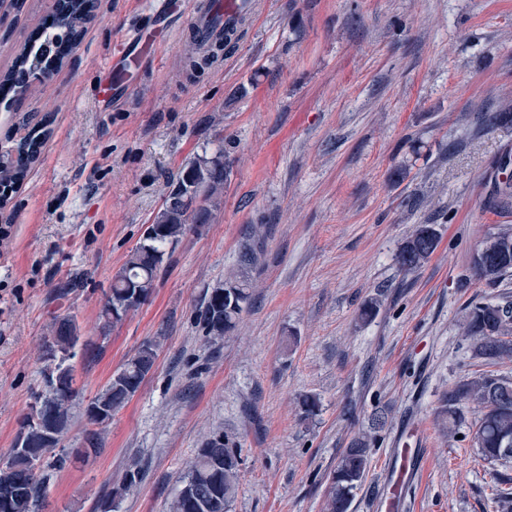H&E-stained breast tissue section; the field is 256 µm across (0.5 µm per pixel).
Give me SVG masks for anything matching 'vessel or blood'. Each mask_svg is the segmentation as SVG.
Listing matches in <instances>:
<instances>
[{
    "label": "vessel or blood",
    "instance_id": "b4317fda",
    "mask_svg": "<svg viewBox=\"0 0 512 512\" xmlns=\"http://www.w3.org/2000/svg\"><path fill=\"white\" fill-rule=\"evenodd\" d=\"M252 11V0H187L186 3L191 27L200 48L203 49L220 40L224 32L237 27ZM146 46L147 39L142 30L133 28L125 33L119 49L104 66L106 78L100 89L102 97H109L115 91L127 69H143L147 60ZM418 457V449H403L398 469L385 479L380 498L387 512H393L402 497L405 485L415 480V463Z\"/></svg>",
    "mask_w": 512,
    "mask_h": 512
}]
</instances>
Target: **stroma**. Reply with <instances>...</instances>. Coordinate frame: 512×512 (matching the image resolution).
<instances>
[{"instance_id": "1", "label": "stroma", "mask_w": 512, "mask_h": 512, "mask_svg": "<svg viewBox=\"0 0 512 512\" xmlns=\"http://www.w3.org/2000/svg\"><path fill=\"white\" fill-rule=\"evenodd\" d=\"M101 0L73 52L0 98V151L24 113L47 117L39 163L0 210V460L43 386L41 345L56 317L79 341L73 418L60 446L82 447L88 403L142 345L155 365L101 426V450L48 475L41 512H168L207 438L240 457L228 512H324L328 475L375 407L389 426L349 512H379L390 455L421 451L409 512H495L512 463L482 459L465 409L457 437L441 413L449 389L484 365L460 324L471 300L512 301V276L485 287L469 271L496 217L486 204L512 156V0H253L217 63L184 64L182 0ZM54 0H0V72L37 41ZM155 34L145 72L97 101L100 70L125 27ZM235 143L210 224L168 250L151 297L117 324L102 307L178 170ZM260 262L238 257L252 225ZM419 224L439 245L415 272L395 260ZM251 285L234 331L203 336L196 309L230 275ZM378 314L360 321L363 303ZM319 400L302 418L300 396ZM135 493L111 498L130 470Z\"/></svg>"}]
</instances>
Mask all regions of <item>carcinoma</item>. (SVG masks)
I'll return each mask as SVG.
<instances>
[{
  "label": "carcinoma",
  "instance_id": "obj_1",
  "mask_svg": "<svg viewBox=\"0 0 512 512\" xmlns=\"http://www.w3.org/2000/svg\"><path fill=\"white\" fill-rule=\"evenodd\" d=\"M96 0H57L51 24L37 48L25 47L15 57L12 68L0 85L20 100L29 87L34 67L51 73L61 67L66 43L76 41L84 26L94 18ZM48 131L31 127L15 147L0 155V185L12 190L26 178L38 161ZM230 150L220 146L213 156H198L185 163L162 208L115 275L102 309L107 323L121 321L127 313L145 303L153 293L163 268L166 248L174 247L192 224L210 222L214 208L224 194L230 173ZM490 210L505 215L512 210V182L500 181L489 195ZM491 235L500 249L488 256L489 271L471 264L473 275L489 288L498 287L512 276V224H497ZM439 233L433 224H421L403 242L396 255L401 270L414 272L435 252ZM249 285L228 280L206 295L196 315L201 331L217 340L236 325L250 302ZM463 332L473 342V353L489 363L512 358V311L499 302L473 301L467 306ZM79 340L70 318L55 320L52 334L45 337L42 357L48 365L58 364V374L45 376V390L38 393L31 412L20 423L8 459L0 463V512H39L45 497V470L65 467L70 457L89 456L100 451L99 434L88 433L85 446L72 452H56L59 442H50L51 428L64 432L70 420L71 402L77 395L72 369L65 361ZM154 345L147 343L129 359L86 407L89 423L103 425L112 412L124 407L140 388L155 363ZM474 405L481 417L476 424L475 446L482 458L491 462H512V378L493 373L475 374L448 390L444 412L448 432L456 433L463 421L462 408ZM388 423L384 408L372 415L370 431L352 439L343 449L328 476L326 512H348L355 491L368 472L379 433ZM239 455L221 433L210 437L188 471L180 478L170 503V512H227L238 484Z\"/></svg>",
  "mask_w": 512,
  "mask_h": 512
}]
</instances>
